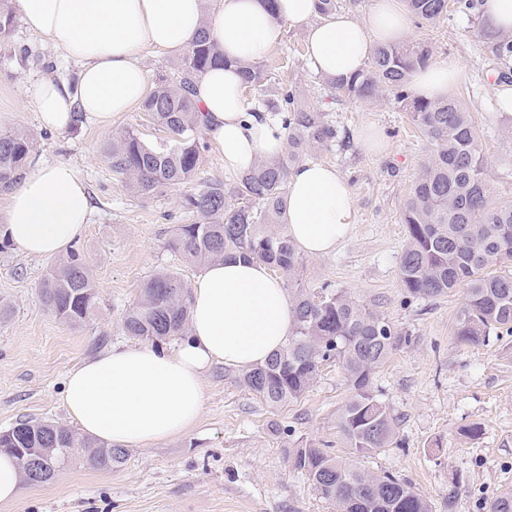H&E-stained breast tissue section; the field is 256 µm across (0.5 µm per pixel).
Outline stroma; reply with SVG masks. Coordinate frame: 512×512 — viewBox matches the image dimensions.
<instances>
[{
    "label": "stroma",
    "instance_id": "1",
    "mask_svg": "<svg viewBox=\"0 0 512 512\" xmlns=\"http://www.w3.org/2000/svg\"><path fill=\"white\" fill-rule=\"evenodd\" d=\"M478 12L449 13L434 29L411 28L407 39L427 40L437 60L456 58L463 95L480 135L494 186V202L512 203V112L501 111L496 60L478 33ZM27 49L20 57L19 49ZM272 79L298 77L304 102L327 113L343 140L308 154L335 167L353 193L356 224L335 253L304 256L300 275L314 287L348 292L379 310L408 336L373 379V389L397 419V443L368 456L351 454L338 416L350 395L338 363L324 366L309 392L271 407L239 386L236 370L217 364L204 376V406L195 426L150 446H132L110 469L77 463L48 482L22 483L18 498L0 512H337L291 464L306 444L374 473L411 484L432 512H489L512 489V336L479 345L457 342L454 328L464 301L455 289L436 299L407 300L399 279L406 242L403 211L429 151L392 98L340 101L307 58L303 31L285 27L281 43L261 61ZM80 66L16 20L0 48V130L27 131L33 161L69 164L84 181L91 218L73 246L90 262L99 303L95 317L75 328L47 313L37 286L50 259L19 247L0 253V431L22 419L71 425L64 398L68 372L114 345L129 343L126 309L157 271H176L194 283L199 267L169 247L175 227L193 222L182 206L183 188L142 199L121 186L106 145L129 127L145 141L160 133L140 110L122 113L110 127L91 121L59 133L42 127L26 94L43 76L67 81ZM382 131L388 148L374 154L359 140L363 128ZM479 425L470 438L465 430Z\"/></svg>",
    "mask_w": 512,
    "mask_h": 512
}]
</instances>
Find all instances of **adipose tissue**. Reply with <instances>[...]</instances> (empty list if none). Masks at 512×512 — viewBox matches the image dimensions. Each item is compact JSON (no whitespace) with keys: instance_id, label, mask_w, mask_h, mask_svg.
Here are the masks:
<instances>
[{"instance_id":"adipose-tissue-1","label":"adipose tissue","mask_w":512,"mask_h":512,"mask_svg":"<svg viewBox=\"0 0 512 512\" xmlns=\"http://www.w3.org/2000/svg\"><path fill=\"white\" fill-rule=\"evenodd\" d=\"M27 25L81 65L76 88L46 77L31 103L40 123L67 131L76 114L108 126L139 105L147 91L139 63L146 48L184 53L207 29L224 63L194 84L209 143L238 175L262 157L284 152L279 121L249 113L240 63L263 58L282 39L283 24L304 30L309 60L329 78L362 69L375 44L406 38L403 0H373L364 19L339 12L318 19L315 0H17ZM459 70L448 60L416 69L410 85L426 99L448 94ZM285 220L303 251L325 255L354 229L352 190L329 166L306 162L288 173ZM91 213L83 181L65 163L28 166L6 204L5 232L26 254L61 255L84 232ZM188 333L178 344L124 345L86 359L69 372L64 401L81 432L119 446H146L175 436L198 419L203 375L212 365L247 371L287 343L294 312L279 277L259 262L206 265L191 289Z\"/></svg>"}]
</instances>
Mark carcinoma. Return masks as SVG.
<instances>
[{
  "instance_id": "obj_1",
  "label": "carcinoma",
  "mask_w": 512,
  "mask_h": 512,
  "mask_svg": "<svg viewBox=\"0 0 512 512\" xmlns=\"http://www.w3.org/2000/svg\"><path fill=\"white\" fill-rule=\"evenodd\" d=\"M414 24L434 27L448 18V0H404ZM14 23L12 0H0V42ZM480 37L494 56H512V37L485 26ZM433 49L426 42L378 44L365 67L329 80L344 100L372 101L390 94L430 144L403 211L407 240L399 278L410 299L441 297L454 289L465 299L455 336L480 343L512 334V273L497 268L512 262V204L493 202L479 133L466 104L454 95L436 100L415 96L410 73L428 65ZM219 53L207 30L198 32L176 61V77L147 92L140 110L167 133L155 145L136 129L112 139V171L122 187L143 199L176 186L190 185L183 207L196 216L177 225L173 249L198 267L238 255L288 275L294 307L291 336L263 365L241 373L239 383L278 407L299 399L324 365L344 370L350 395L339 414V428L351 453L364 456L396 443V419L377 398L372 379L406 337L386 317L343 290L313 288L302 280V254L284 223L287 173L303 156L327 150L340 130L324 112L301 102L300 83L268 87L261 65L242 67L244 86L257 93L255 104L272 113L288 131V155L263 159L230 184L219 178L196 181L205 145L203 114L192 97L196 76L216 63ZM34 152L23 131L0 133V189L8 190ZM38 299L56 319L72 326L90 321L98 289L86 256L69 252L55 262L38 285ZM190 288L178 273L163 270L146 280L123 317L125 335L155 344L184 336L189 324ZM0 448L27 466L24 450L53 448L67 468L81 461L93 468L125 462L127 450L81 436L48 421L21 420L0 432ZM293 466L306 475L321 498L338 512H431L429 502L407 483L342 462L312 444L297 448Z\"/></svg>"
}]
</instances>
